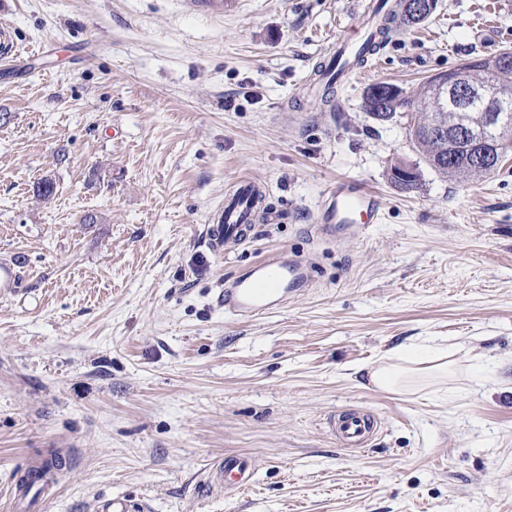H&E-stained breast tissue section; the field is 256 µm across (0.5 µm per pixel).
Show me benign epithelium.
I'll list each match as a JSON object with an SVG mask.
<instances>
[{"instance_id": "obj_1", "label": "benign epithelium", "mask_w": 512, "mask_h": 512, "mask_svg": "<svg viewBox=\"0 0 512 512\" xmlns=\"http://www.w3.org/2000/svg\"><path fill=\"white\" fill-rule=\"evenodd\" d=\"M436 0H403V11L412 24L425 21L435 10ZM487 68L496 71L512 70V56L500 52L485 56ZM425 97L434 103L426 122L414 132L426 141L436 138L448 151V174L460 181L467 180L473 172L494 170L504 155L512 150V142L500 132L501 112L512 100V91L496 85L473 81L464 68L440 75L423 89ZM453 100L471 101L477 111L467 112L459 121V128L448 130L441 113L448 111ZM393 175L404 189L417 184L419 173L403 159L394 160Z\"/></svg>"}]
</instances>
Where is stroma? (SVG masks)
Here are the masks:
<instances>
[{"label": "stroma", "instance_id": "obj_1", "mask_svg": "<svg viewBox=\"0 0 512 512\" xmlns=\"http://www.w3.org/2000/svg\"><path fill=\"white\" fill-rule=\"evenodd\" d=\"M0 512H512V152L491 175H438L406 121L374 120L367 87L413 96L465 59L512 50V0H437L322 105L309 87L359 34L355 0H0ZM418 186L391 183L395 157ZM361 180L380 223L309 234L326 184ZM276 224L213 252L210 211L235 181ZM55 194L42 200L41 180ZM294 255L312 288L251 320L220 288ZM410 342L456 345L446 383L393 393L358 368ZM376 415L366 448L324 425ZM50 489L14 492L50 450ZM255 460L253 484L211 489L214 464ZM19 275L17 265L12 257L0 259V291L2 294L17 291L20 282Z\"/></svg>", "mask_w": 512, "mask_h": 512}]
</instances>
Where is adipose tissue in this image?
Masks as SVG:
<instances>
[{"label":"adipose tissue","instance_id":"1","mask_svg":"<svg viewBox=\"0 0 512 512\" xmlns=\"http://www.w3.org/2000/svg\"><path fill=\"white\" fill-rule=\"evenodd\" d=\"M453 353L444 348L400 346L368 367L370 383L381 390L401 392L422 383L443 382Z\"/></svg>","mask_w":512,"mask_h":512}]
</instances>
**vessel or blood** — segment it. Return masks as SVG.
I'll return each mask as SVG.
<instances>
[{
	"instance_id": "1",
	"label": "vessel or blood",
	"mask_w": 512,
	"mask_h": 512,
	"mask_svg": "<svg viewBox=\"0 0 512 512\" xmlns=\"http://www.w3.org/2000/svg\"><path fill=\"white\" fill-rule=\"evenodd\" d=\"M259 198V186L249 179L236 182L225 193L223 203L211 211L208 219L207 238L214 252L243 243L250 224L278 222V213L260 208ZM381 215L382 201L378 194L357 179L342 177L328 184L312 231L318 237L335 241L358 235L366 225L380 223ZM313 281L310 264L276 255L225 281L217 303L225 315L259 317L279 309ZM325 426L340 447L349 449L368 447L378 433L376 418L359 410L331 414ZM228 473L233 475L238 489H248L253 482L254 469L246 458L232 457L220 462L217 477Z\"/></svg>"
}]
</instances>
